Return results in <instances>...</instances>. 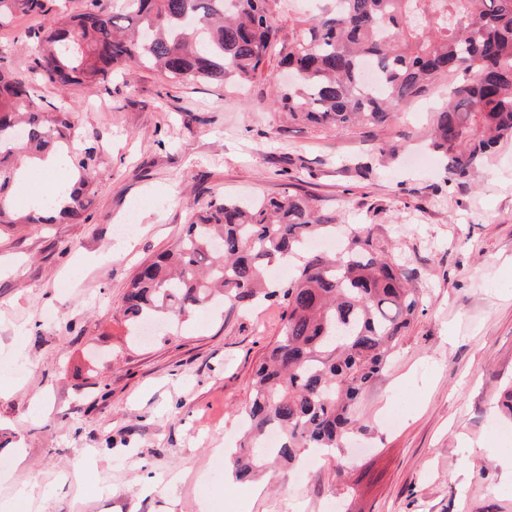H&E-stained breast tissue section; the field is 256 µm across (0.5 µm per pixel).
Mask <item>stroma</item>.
<instances>
[{
  "label": "stroma",
  "mask_w": 512,
  "mask_h": 512,
  "mask_svg": "<svg viewBox=\"0 0 512 512\" xmlns=\"http://www.w3.org/2000/svg\"><path fill=\"white\" fill-rule=\"evenodd\" d=\"M326 0H269L289 41ZM0 26V69L39 71L43 31L60 8ZM272 80L246 86L171 82L160 71L97 84L39 86L40 107L76 106L105 168L78 224L0 234V503L12 512H512V420L496 404L512 382V142L470 180H448L434 153L414 165L432 106L464 74L381 125L343 132L288 120ZM398 144L395 156L379 146ZM372 155L360 174L354 156ZM301 193L334 224L371 225L415 277L422 305L389 364L361 393L339 483L305 455L268 471L261 494L224 482L223 449L256 366L279 338L280 300L243 312L224 303L132 337L122 311L145 261L171 248L191 211L215 196ZM131 224L130 235L114 229ZM40 487L22 497L30 476Z\"/></svg>",
  "instance_id": "stroma-1"
}]
</instances>
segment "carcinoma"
I'll return each instance as SVG.
<instances>
[{
	"mask_svg": "<svg viewBox=\"0 0 512 512\" xmlns=\"http://www.w3.org/2000/svg\"><path fill=\"white\" fill-rule=\"evenodd\" d=\"M65 15L42 38L41 79L89 85L121 68L158 67L176 82L252 83L265 77L280 28L268 0H117ZM45 0H0V24L17 12L40 14ZM281 45L280 65L294 83L277 103L294 119L344 131L384 123L427 94L441 75L469 72L433 113L432 150L450 180L470 177L504 140H512V0H331ZM36 81L0 70V229L16 224L79 223L100 175L97 137L70 106L42 109ZM77 174L26 213L13 196L30 164ZM333 225L305 195L242 203L212 198L194 214L177 246L147 260L128 286L124 317L182 318L222 296L240 308L280 298L282 336L252 381L242 426L241 479L298 460L306 448H339L354 405L388 362L421 306L404 265L371 229L344 234L334 254L305 251ZM298 262L274 286L267 267ZM279 441L266 445L270 432Z\"/></svg>",
	"mask_w": 512,
	"mask_h": 512,
	"instance_id": "1",
	"label": "carcinoma"
}]
</instances>
